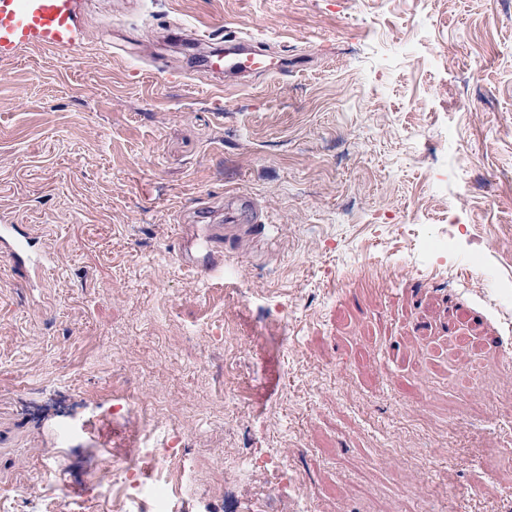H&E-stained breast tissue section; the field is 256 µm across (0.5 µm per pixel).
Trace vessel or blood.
Here are the masks:
<instances>
[{
  "instance_id": "obj_1",
  "label": "vessel or blood",
  "mask_w": 512,
  "mask_h": 512,
  "mask_svg": "<svg viewBox=\"0 0 512 512\" xmlns=\"http://www.w3.org/2000/svg\"><path fill=\"white\" fill-rule=\"evenodd\" d=\"M81 4L82 0H0V57L13 56L31 45L45 49L75 45ZM261 53V48L239 45L225 50L221 58H203L200 69L234 76L252 73L260 68ZM0 257L36 273L47 270L53 261L49 251L35 249L29 236L5 221L0 223Z\"/></svg>"
}]
</instances>
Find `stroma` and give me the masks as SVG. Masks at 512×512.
Returning a JSON list of instances; mask_svg holds the SVG:
<instances>
[{"label":"stroma","mask_w":512,"mask_h":512,"mask_svg":"<svg viewBox=\"0 0 512 512\" xmlns=\"http://www.w3.org/2000/svg\"><path fill=\"white\" fill-rule=\"evenodd\" d=\"M0 61V512L178 444L174 512H237L280 459L302 512L512 501L506 331L461 270L512 251V0H87ZM242 36L271 66L198 74ZM220 227L197 270L187 225ZM454 237V249L441 240ZM468 313L481 351L431 359ZM484 368L472 399L454 381ZM0 257L8 261L23 265L34 273H41L48 269L53 261L49 251L34 248L29 236L21 233L16 224H9L6 220L0 221Z\"/></svg>","instance_id":"35a3bbf8"}]
</instances>
